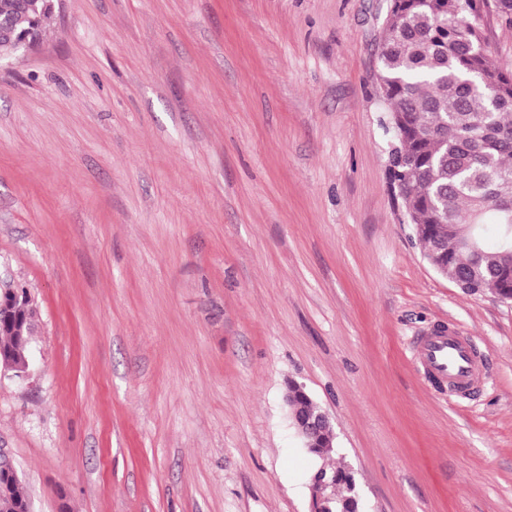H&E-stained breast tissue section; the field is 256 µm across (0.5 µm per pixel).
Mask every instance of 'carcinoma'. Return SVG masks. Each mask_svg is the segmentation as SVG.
Instances as JSON below:
<instances>
[{
  "label": "carcinoma",
  "instance_id": "carcinoma-1",
  "mask_svg": "<svg viewBox=\"0 0 512 512\" xmlns=\"http://www.w3.org/2000/svg\"><path fill=\"white\" fill-rule=\"evenodd\" d=\"M27 3L0 0V15L33 39L46 35L52 9L34 15ZM491 6L512 26V0H390L378 79L394 121L389 176L424 254L452 283L470 284L465 294L512 300V63L496 60L484 36L482 17ZM489 226L497 233L492 249L485 244ZM33 302L24 292L20 315L29 340ZM321 413L299 398V417ZM332 444L327 426L311 455L330 457ZM321 469L336 475L330 512H355L354 474Z\"/></svg>",
  "mask_w": 512,
  "mask_h": 512
}]
</instances>
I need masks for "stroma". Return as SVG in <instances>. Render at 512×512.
Returning a JSON list of instances; mask_svg holds the SVG:
<instances>
[{"label": "stroma", "mask_w": 512, "mask_h": 512, "mask_svg": "<svg viewBox=\"0 0 512 512\" xmlns=\"http://www.w3.org/2000/svg\"><path fill=\"white\" fill-rule=\"evenodd\" d=\"M388 0H57L0 61V277L38 305L0 448L35 512H310L332 423L361 512H512V302L423 257L388 175ZM436 325L469 398L412 357ZM320 427L321 421L304 419L297 421L295 430L300 437L304 436L309 440H313L320 431ZM330 444L334 446V436L331 426H327L322 433L314 439L311 446V448H315L313 451H308L304 445L303 447L309 454L319 459H324L330 457L335 452V448H323V453H321L318 448Z\"/></svg>", "instance_id": "35a3bbf8"}]
</instances>
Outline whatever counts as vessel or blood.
I'll list each match as a JSON object with an SVG mask.
<instances>
[{
	"label": "vessel or blood",
	"instance_id": "vessel-or-blood-1",
	"mask_svg": "<svg viewBox=\"0 0 512 512\" xmlns=\"http://www.w3.org/2000/svg\"><path fill=\"white\" fill-rule=\"evenodd\" d=\"M418 353L428 372L448 380L454 391L465 393L471 390L476 357L467 339L442 332L425 338Z\"/></svg>",
	"mask_w": 512,
	"mask_h": 512
}]
</instances>
